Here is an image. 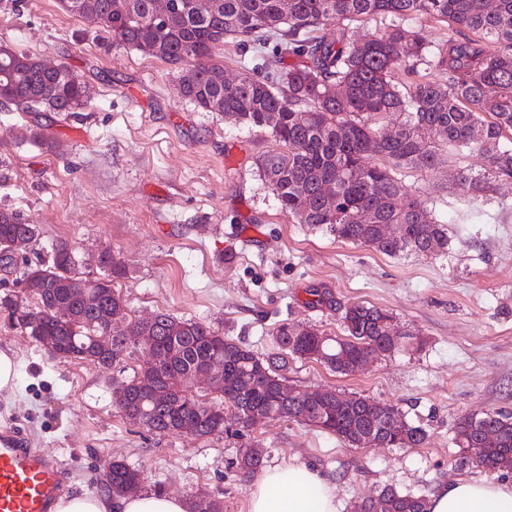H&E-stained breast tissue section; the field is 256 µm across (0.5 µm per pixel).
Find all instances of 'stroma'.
<instances>
[{
	"instance_id": "1",
	"label": "stroma",
	"mask_w": 512,
	"mask_h": 512,
	"mask_svg": "<svg viewBox=\"0 0 512 512\" xmlns=\"http://www.w3.org/2000/svg\"><path fill=\"white\" fill-rule=\"evenodd\" d=\"M0 41L70 66L91 95L65 122L0 105V207L36 224L29 262L48 260L66 240L79 271L96 275L98 255L111 249L126 265L115 287L130 318L202 320L260 354L275 352L272 331L285 321L342 335L343 308L353 303L392 312L401 332L422 342L346 376L289 360L290 385L394 404L427 433L416 448H351L288 419L204 439L147 432L113 406L112 370L53 358L0 322V349L17 360L12 391L0 393V427L54 455L69 474L66 493L100 494L105 465L118 459L144 472L143 490L159 483L185 500L206 493L224 512H249L237 457L252 443L265 448L266 466L329 477L337 512L386 487L427 497L459 478L512 484V472L461 465L454 441L465 415L512 413V180L476 219L452 170L405 171L407 190L447 225L450 244L443 256L390 257L288 217L254 166L274 149L270 134L196 111L174 66L108 47L97 25L59 0H0ZM276 44L228 38L212 60L229 77L276 70L289 63ZM35 126L48 143L31 140ZM311 288L329 290L334 306L309 305Z\"/></svg>"
}]
</instances>
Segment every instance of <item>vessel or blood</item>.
<instances>
[{
    "label": "vessel or blood",
    "mask_w": 512,
    "mask_h": 512,
    "mask_svg": "<svg viewBox=\"0 0 512 512\" xmlns=\"http://www.w3.org/2000/svg\"><path fill=\"white\" fill-rule=\"evenodd\" d=\"M65 482L55 456L29 447L15 428L0 429V512H54Z\"/></svg>",
    "instance_id": "obj_1"
}]
</instances>
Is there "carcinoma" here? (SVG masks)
Masks as SVG:
<instances>
[{
  "label": "carcinoma",
  "mask_w": 512,
  "mask_h": 512,
  "mask_svg": "<svg viewBox=\"0 0 512 512\" xmlns=\"http://www.w3.org/2000/svg\"><path fill=\"white\" fill-rule=\"evenodd\" d=\"M159 0H60L75 16L93 9L100 29L112 44L179 66L182 95L202 112H229L235 122L268 132L278 148L255 158L261 179L280 208L300 224L322 229L338 240L371 247L387 256L432 257L448 251V227L405 190L406 169L435 172L451 163V155L477 150L486 167L479 172L455 169V178L469 186L477 212L493 200L495 183L512 179V0H165V10L180 25H164ZM414 15L446 21L448 39L429 51L419 34L399 26L354 39L345 21L364 16L403 19ZM338 25L336 37L316 35L323 25ZM276 33L282 54L297 59L272 76L243 73L224 81V67L206 64L224 38L242 42ZM447 76L430 80L418 66ZM20 112H77L88 105L86 84L70 67L50 70L38 57L0 42V99ZM396 135L384 139L380 129ZM437 126L444 136L426 142L419 134ZM332 183L336 201L323 200L322 188ZM384 224H402V243L378 237ZM37 225L19 213L0 207V264H23L6 250L16 238L33 242ZM99 277L84 279L87 297L71 291L75 249L65 240L55 243L51 259L37 264L47 288L22 315L12 296H0V319L21 329L34 341L55 336L52 357L88 361L116 368L130 347L123 330L110 326V309L126 307L114 288L125 265L112 250L100 253ZM392 315L382 309L353 304L342 316L345 336H323L316 327L294 335L282 323L273 338L278 352L262 356L224 336L205 321L157 313L147 324L131 322L148 337L146 362L140 372L121 381L125 399L116 409L147 430L165 434L192 431L198 438L224 433L226 421L249 428L247 411L261 419L288 418L336 436L352 447L362 436L375 447L413 448L425 431L402 419L396 406L385 403L380 416L367 411L366 397L340 402L330 391L296 387L284 397L288 357L308 359L314 353L333 371L351 373L349 360L369 351L386 357L401 348L388 332ZM210 364L222 373L221 402H202L191 392L193 370ZM401 419L396 435L383 419ZM494 431L497 441L484 450L476 466L491 471L512 469V414L485 412L464 416L456 425L455 441L466 449ZM265 463L256 446L239 449L238 467L251 473ZM139 470L123 461L112 463L105 489L118 498ZM383 512H426V499L392 487L380 491ZM188 512H224V501L203 494Z\"/></svg>",
  "instance_id": "1"
}]
</instances>
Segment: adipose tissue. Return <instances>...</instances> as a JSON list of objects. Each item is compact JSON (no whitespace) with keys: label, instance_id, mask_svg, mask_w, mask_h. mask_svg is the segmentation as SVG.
<instances>
[{"label":"adipose tissue","instance_id":"adipose-tissue-1","mask_svg":"<svg viewBox=\"0 0 512 512\" xmlns=\"http://www.w3.org/2000/svg\"><path fill=\"white\" fill-rule=\"evenodd\" d=\"M249 494L250 512H336L334 487L315 469H265L251 482ZM56 512H186V506L180 498L154 492L117 499L80 493L60 499ZM427 512H512V485L457 479L428 498Z\"/></svg>","mask_w":512,"mask_h":512}]
</instances>
